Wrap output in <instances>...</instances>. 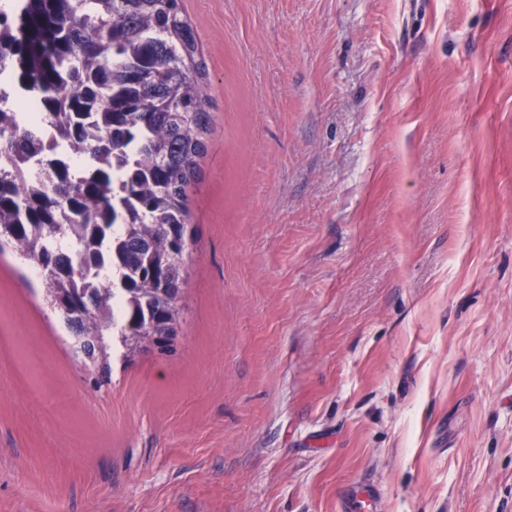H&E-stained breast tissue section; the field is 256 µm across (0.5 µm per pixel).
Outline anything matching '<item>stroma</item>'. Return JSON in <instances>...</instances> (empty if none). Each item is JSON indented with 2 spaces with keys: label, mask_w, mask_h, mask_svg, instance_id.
<instances>
[{
  "label": "stroma",
  "mask_w": 512,
  "mask_h": 512,
  "mask_svg": "<svg viewBox=\"0 0 512 512\" xmlns=\"http://www.w3.org/2000/svg\"><path fill=\"white\" fill-rule=\"evenodd\" d=\"M181 7L177 350L100 376L1 252L0 512H512V0Z\"/></svg>",
  "instance_id": "stroma-1"
}]
</instances>
